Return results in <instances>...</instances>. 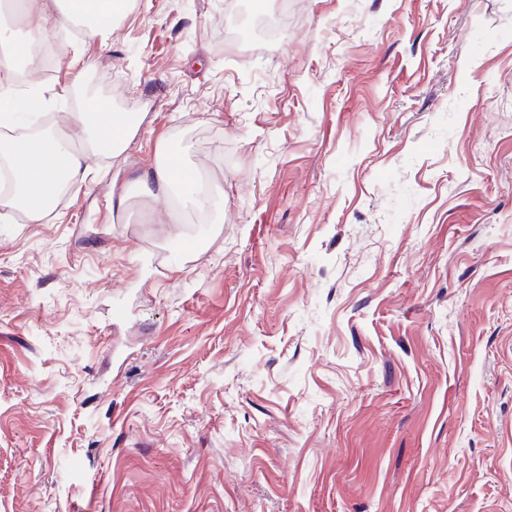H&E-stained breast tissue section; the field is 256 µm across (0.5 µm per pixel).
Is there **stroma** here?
Segmentation results:
<instances>
[{"label":"stroma","mask_w":512,"mask_h":512,"mask_svg":"<svg viewBox=\"0 0 512 512\" xmlns=\"http://www.w3.org/2000/svg\"><path fill=\"white\" fill-rule=\"evenodd\" d=\"M133 0L42 45L138 125L0 221V512H512V0ZM222 223L136 196L159 139Z\"/></svg>","instance_id":"stroma-1"}]
</instances>
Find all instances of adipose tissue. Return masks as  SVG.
<instances>
[{
    "instance_id": "1",
    "label": "adipose tissue",
    "mask_w": 512,
    "mask_h": 512,
    "mask_svg": "<svg viewBox=\"0 0 512 512\" xmlns=\"http://www.w3.org/2000/svg\"><path fill=\"white\" fill-rule=\"evenodd\" d=\"M127 0H19L27 50L41 46L55 34L53 20L83 19L90 36L108 39ZM127 112L111 111L106 103L89 102L87 110L71 113L67 130L54 129L38 137H18L0 147L10 164L14 190L0 195V220L23 210L39 222L65 186L83 179L98 156L120 154L132 129ZM139 197L165 199L171 209L185 206L216 216L217 191L200 170L188 166L180 154L160 146L155 165L136 180Z\"/></svg>"
}]
</instances>
